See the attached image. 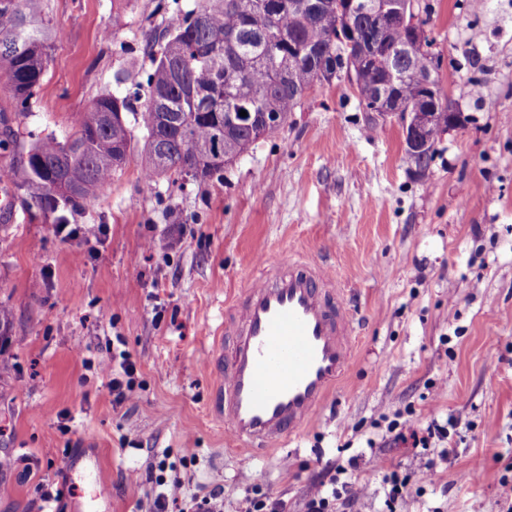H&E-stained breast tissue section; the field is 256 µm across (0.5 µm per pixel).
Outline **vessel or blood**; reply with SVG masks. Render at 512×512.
Masks as SVG:
<instances>
[{"label": "vessel or blood", "mask_w": 512, "mask_h": 512, "mask_svg": "<svg viewBox=\"0 0 512 512\" xmlns=\"http://www.w3.org/2000/svg\"><path fill=\"white\" fill-rule=\"evenodd\" d=\"M257 280L224 304L223 353L209 357L214 416L262 457L321 411L354 354L353 318L330 270L299 253L255 259Z\"/></svg>", "instance_id": "1"}]
</instances>
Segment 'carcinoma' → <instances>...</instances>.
Listing matches in <instances>:
<instances>
[{"instance_id":"cac0c4a2","label":"carcinoma","mask_w":512,"mask_h":512,"mask_svg":"<svg viewBox=\"0 0 512 512\" xmlns=\"http://www.w3.org/2000/svg\"><path fill=\"white\" fill-rule=\"evenodd\" d=\"M261 2L194 0L174 23L148 27V64L132 90L96 97L70 136L48 133L22 146L9 170L16 190L43 212L82 210L125 165L133 123L145 130L147 175L174 170L210 179L284 128L319 72L350 66L366 108L382 91L389 100L436 109L420 146H407L415 166L426 169L440 126L456 108L446 97L433 100L423 60L393 51L404 35L388 17L402 0H378L358 16L351 0H280L274 15L262 13ZM55 38L44 0H0V71L15 109L13 117L0 113V150L16 147L12 118L29 115ZM242 110L251 117H241Z\"/></svg>"}]
</instances>
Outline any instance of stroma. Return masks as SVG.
Wrapping results in <instances>:
<instances>
[{
    "instance_id": "35a3bbf8",
    "label": "stroma",
    "mask_w": 512,
    "mask_h": 512,
    "mask_svg": "<svg viewBox=\"0 0 512 512\" xmlns=\"http://www.w3.org/2000/svg\"><path fill=\"white\" fill-rule=\"evenodd\" d=\"M157 0H47L59 33L30 133L65 138L97 95L122 94L117 72L145 62L141 23ZM431 11L442 92L461 125L410 161L401 122L366 111L346 81L315 83L301 109L223 177L143 176L145 132L105 191L72 224L16 201L0 219V512H38L62 491L63 512H154L149 473L176 471L187 494L224 492L241 512L255 489L303 512L323 462L358 457L354 512H506L512 480V0H420ZM301 250L346 288L356 351L315 422L276 456L226 451L210 413L204 360L224 298L255 278L254 257ZM122 339L137 398L118 406L109 378ZM453 422L437 449L384 438ZM374 446H367V439ZM412 491L388 509L382 468ZM141 484H133L132 475Z\"/></svg>"
}]
</instances>
